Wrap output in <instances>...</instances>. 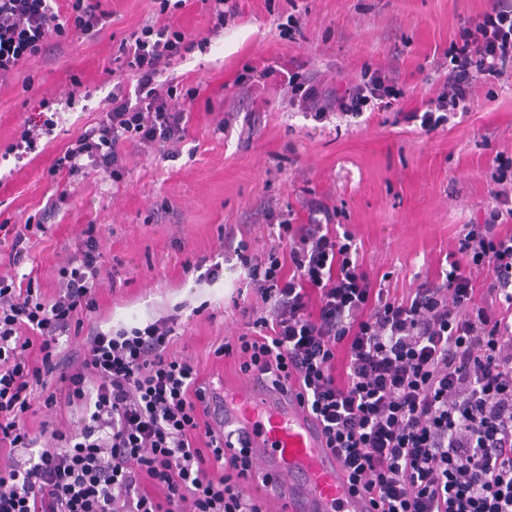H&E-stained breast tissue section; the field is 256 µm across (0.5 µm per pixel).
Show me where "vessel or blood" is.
<instances>
[{
	"label": "vessel or blood",
	"instance_id": "b4317fda",
	"mask_svg": "<svg viewBox=\"0 0 512 512\" xmlns=\"http://www.w3.org/2000/svg\"><path fill=\"white\" fill-rule=\"evenodd\" d=\"M212 419L226 444L246 441L260 450L264 479L253 485V495L283 499L288 512H371L367 499L348 492L341 462L322 447L320 425L294 393L255 382L228 393Z\"/></svg>",
	"mask_w": 512,
	"mask_h": 512
}]
</instances>
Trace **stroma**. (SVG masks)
I'll return each mask as SVG.
<instances>
[{"label":"stroma","mask_w":512,"mask_h":512,"mask_svg":"<svg viewBox=\"0 0 512 512\" xmlns=\"http://www.w3.org/2000/svg\"><path fill=\"white\" fill-rule=\"evenodd\" d=\"M99 2L109 17L102 30L72 35L0 80V225L46 227L19 264L0 246V274H33L53 297L84 227L97 225L105 272L82 340L172 319L173 352L192 357L206 382L233 390L244 380L214 351L243 321L237 299L261 304L233 246L242 236L256 252L270 247L267 208L297 224L308 198L338 208L364 266L399 297L436 275L465 225L491 207L492 158L512 155V77L480 84L465 116L429 134L375 107L316 120L289 107L276 74L251 90L235 83L248 66L276 71L292 61L341 91L394 66L399 105L413 110L441 87L460 20L489 0H238V15L220 28L206 0H188L164 17L189 38L208 39L167 71L191 114L179 155L130 145L119 179L53 176L54 158L102 117L120 41L161 18L156 0ZM295 8L304 12L296 32L288 28ZM74 90L80 97L69 110L61 99ZM27 121L44 132L20 157L15 143ZM213 265L217 277L206 278Z\"/></svg>","instance_id":"stroma-1"}]
</instances>
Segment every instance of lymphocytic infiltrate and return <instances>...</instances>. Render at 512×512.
<instances>
[{
    "label": "lymphocytic infiltrate",
    "mask_w": 512,
    "mask_h": 512,
    "mask_svg": "<svg viewBox=\"0 0 512 512\" xmlns=\"http://www.w3.org/2000/svg\"><path fill=\"white\" fill-rule=\"evenodd\" d=\"M96 0H70L61 17L50 0H0V78L50 40L96 31ZM186 35L143 25L123 44L115 84L97 125L59 155L55 173L88 169L119 176L127 141L181 142L189 116L160 84L182 57ZM448 76L424 111L403 123L432 131L465 108L478 81L512 67V0L461 21L446 52ZM291 103L322 117L391 107L404 91L382 71L333 95L288 69ZM493 202L468 225L448 267L399 298H388L360 263L350 232L320 199L295 224L268 212L277 243L266 254L239 240L234 254L262 308L243 309L241 332L216 356L274 390L296 379L325 445L350 488L376 512H512V156L495 154ZM96 225H87L61 286L44 302L33 284L0 276V452H27L0 467V512H269L249 492L262 475L257 452L228 448L212 429L209 385L198 365L171 354L173 321L94 337L71 363L66 338L96 310L102 263ZM485 275L479 302L476 275ZM49 411L81 406L77 427H52L40 447L23 422L33 402Z\"/></svg>",
    "instance_id": "lymphocytic-infiltrate-1"
}]
</instances>
